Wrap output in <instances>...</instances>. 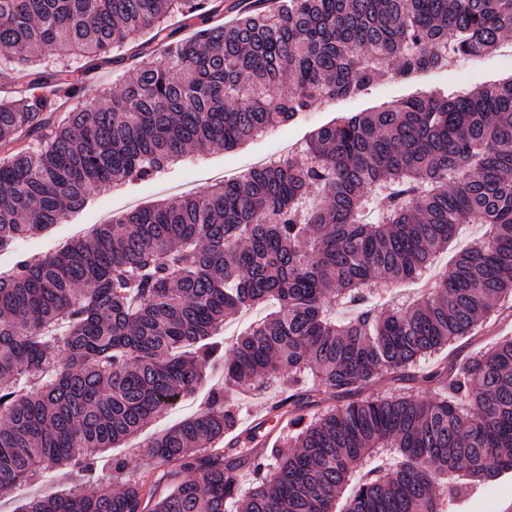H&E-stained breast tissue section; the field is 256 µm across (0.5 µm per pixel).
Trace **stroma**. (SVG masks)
<instances>
[{"label":"stroma","instance_id":"35a3bbf8","mask_svg":"<svg viewBox=\"0 0 512 512\" xmlns=\"http://www.w3.org/2000/svg\"><path fill=\"white\" fill-rule=\"evenodd\" d=\"M128 70L121 54H114L109 62L85 72L83 80L89 95L106 97L118 91ZM512 78V55L497 50L479 61L462 60L456 65L425 74L415 80L400 82L381 80L367 94L348 99H318L291 124L282 126L240 148L224 151L212 149L207 153L186 158L164 175L146 181H137L119 190H103L95 194L78 212L63 222L53 225L41 235L21 241L18 250L31 254H45L63 244L87 235L97 224L117 218L124 212L189 193H207L215 177H233L249 163L288 153L291 145L304 141L321 125L337 117L368 111L382 103L399 98L428 93L437 88L451 92H468L485 83ZM512 337V300L504 302L472 336L459 341L452 352L421 361L412 368L409 386L421 399L432 397L431 387L422 382L423 374L450 365L464 366L473 353L489 348L495 342ZM204 392L187 396L182 408L174 409L152 421L145 430L115 452L102 453L98 460L100 477L120 487V479L112 474L113 456L139 459L152 434L164 431L180 420L195 414L204 404ZM72 487L66 472L59 471L32 484L18 487L13 493L0 497V512H16L18 506L33 494L54 495ZM453 512H512V474H505L478 485L464 493L453 506Z\"/></svg>","mask_w":512,"mask_h":512}]
</instances>
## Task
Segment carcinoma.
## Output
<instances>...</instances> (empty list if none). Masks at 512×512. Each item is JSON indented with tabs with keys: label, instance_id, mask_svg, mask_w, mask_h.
Returning a JSON list of instances; mask_svg holds the SVG:
<instances>
[{
	"label": "carcinoma",
	"instance_id": "cac0c4a2",
	"mask_svg": "<svg viewBox=\"0 0 512 512\" xmlns=\"http://www.w3.org/2000/svg\"><path fill=\"white\" fill-rule=\"evenodd\" d=\"M208 2L0 0V250L102 188L512 34V0H277L171 40L168 18ZM60 44L97 60L128 47L134 73L103 105L46 55ZM149 50L161 58L139 61ZM461 224L484 237L427 294L377 310L375 281L417 278ZM511 297L512 79L340 117L240 180L18 255L0 275V494L55 469L95 478L87 451L138 435L222 360L205 407L147 445L168 470L114 457L119 490L101 481L17 512H448L463 487L512 473V339L426 376L430 400L356 392L403 380ZM270 303L224 342L228 316ZM283 381L273 411L289 450L269 433L216 450L236 426L230 394ZM320 394L346 402L305 414Z\"/></svg>",
	"mask_w": 512,
	"mask_h": 512
}]
</instances>
